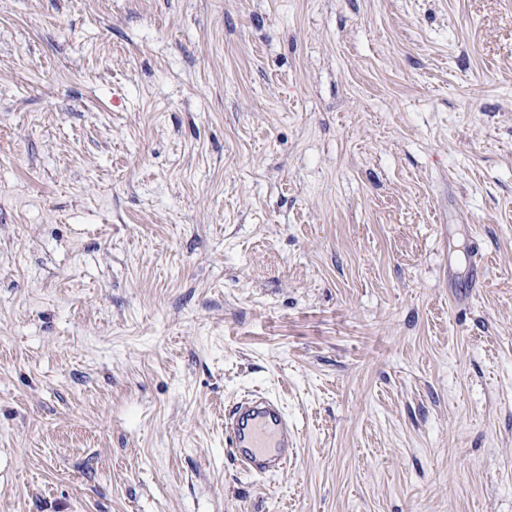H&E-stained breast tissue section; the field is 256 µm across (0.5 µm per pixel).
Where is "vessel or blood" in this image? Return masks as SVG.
<instances>
[{
    "mask_svg": "<svg viewBox=\"0 0 512 512\" xmlns=\"http://www.w3.org/2000/svg\"><path fill=\"white\" fill-rule=\"evenodd\" d=\"M299 429L273 397L248 395L224 410V442L239 468L250 475L284 473Z\"/></svg>",
    "mask_w": 512,
    "mask_h": 512,
    "instance_id": "b4317fda",
    "label": "vessel or blood"
}]
</instances>
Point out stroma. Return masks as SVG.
Instances as JSON below:
<instances>
[{
    "mask_svg": "<svg viewBox=\"0 0 512 512\" xmlns=\"http://www.w3.org/2000/svg\"><path fill=\"white\" fill-rule=\"evenodd\" d=\"M0 512H512V0H0ZM299 429L273 397L248 395L224 409V442L239 468L251 475H280L288 468Z\"/></svg>",
    "mask_w": 512,
    "mask_h": 512,
    "instance_id": "obj_1",
    "label": "stroma"
}]
</instances>
